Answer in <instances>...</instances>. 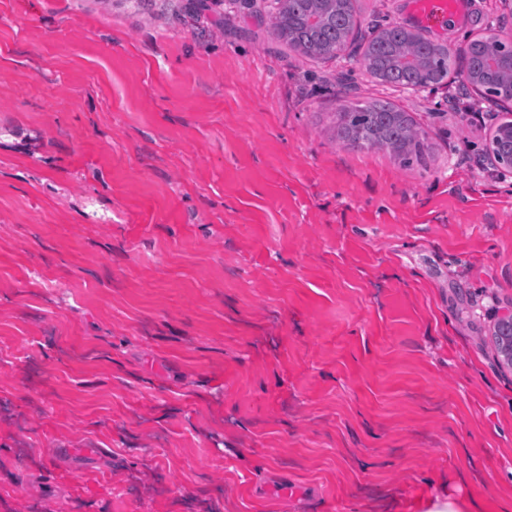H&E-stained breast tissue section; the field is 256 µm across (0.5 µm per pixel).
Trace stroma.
<instances>
[{
	"label": "stroma",
	"mask_w": 512,
	"mask_h": 512,
	"mask_svg": "<svg viewBox=\"0 0 512 512\" xmlns=\"http://www.w3.org/2000/svg\"><path fill=\"white\" fill-rule=\"evenodd\" d=\"M185 2L0 0V512H512L505 111ZM357 5L512 38V0ZM375 99L428 168L337 137ZM432 3L438 4L439 7L435 10L430 9L429 5ZM463 3L464 2L462 0H415L414 9L419 18L427 19L430 16L432 17V15L439 13V11L443 14L456 13L461 9ZM508 136L512 140V120L510 119L506 124L500 123L493 131L491 138V156L493 164L502 169L504 172L512 174V152L509 154L504 153L500 149H496V139ZM497 333L500 339L495 343L498 364L505 369L512 370V310L498 317L492 336Z\"/></svg>",
	"instance_id": "35a3bbf8"
}]
</instances>
